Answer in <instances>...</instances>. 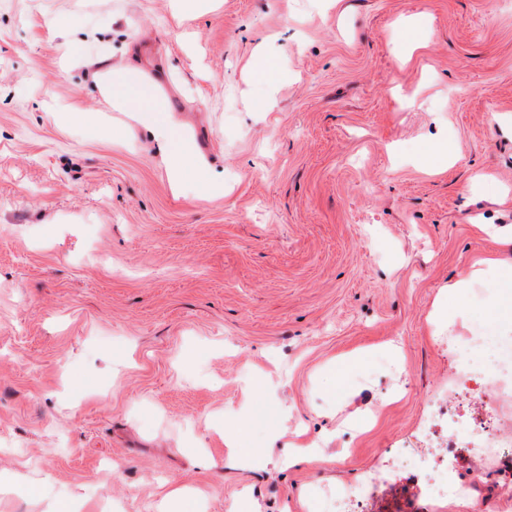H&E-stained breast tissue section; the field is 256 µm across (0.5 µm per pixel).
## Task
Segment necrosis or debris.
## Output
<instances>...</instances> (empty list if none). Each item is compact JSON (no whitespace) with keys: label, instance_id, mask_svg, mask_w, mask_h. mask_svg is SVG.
<instances>
[{"label":"necrosis or debris","instance_id":"necrosis-or-debris-1","mask_svg":"<svg viewBox=\"0 0 512 512\" xmlns=\"http://www.w3.org/2000/svg\"><path fill=\"white\" fill-rule=\"evenodd\" d=\"M500 336L496 343L485 345L482 327L472 336L451 344L457 363L452 384L460 399H478L484 403L481 417L461 415L453 410L437 412L434 422L446 425L448 441L443 450L426 453H400L394 467L407 471L432 499L464 498L479 482L478 476L460 474L463 455L485 456L491 461L503 460L501 441L495 432L497 409L501 395L487 391L489 382L512 380V291L505 293V305L498 315Z\"/></svg>","mask_w":512,"mask_h":512}]
</instances>
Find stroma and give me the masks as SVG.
Masks as SVG:
<instances>
[{"label":"stroma","instance_id":"35a3bbf8","mask_svg":"<svg viewBox=\"0 0 512 512\" xmlns=\"http://www.w3.org/2000/svg\"><path fill=\"white\" fill-rule=\"evenodd\" d=\"M74 25L104 36L66 68ZM129 64L222 196L175 193L136 113L98 93ZM71 103L101 133L58 122ZM494 113L512 114V0H0V512H166L173 491L235 512L246 489L262 512H328L375 477L371 512H512L508 467L465 460L488 478L462 500L391 469L448 399L449 335L496 333L486 301L427 319L495 250L480 224H512ZM444 142L455 162L425 172ZM243 420L251 467L224 445ZM293 441L314 456L286 467Z\"/></svg>","mask_w":512,"mask_h":512}]
</instances>
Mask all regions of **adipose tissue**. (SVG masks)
Returning <instances> with one entry per match:
<instances>
[{
	"label": "adipose tissue",
	"mask_w": 512,
	"mask_h": 512,
	"mask_svg": "<svg viewBox=\"0 0 512 512\" xmlns=\"http://www.w3.org/2000/svg\"><path fill=\"white\" fill-rule=\"evenodd\" d=\"M100 86L113 104L137 112L140 124L163 146L177 188L192 187L202 198L223 194L222 174L212 169L183 138L181 125L167 101L154 93L138 67L108 70L103 74ZM477 266L476 273L462 275L450 282L449 293L462 292L471 287L475 275L485 273L491 275L493 287L512 288V255L505 257L494 253L479 259Z\"/></svg>",
	"instance_id": "obj_1"
}]
</instances>
